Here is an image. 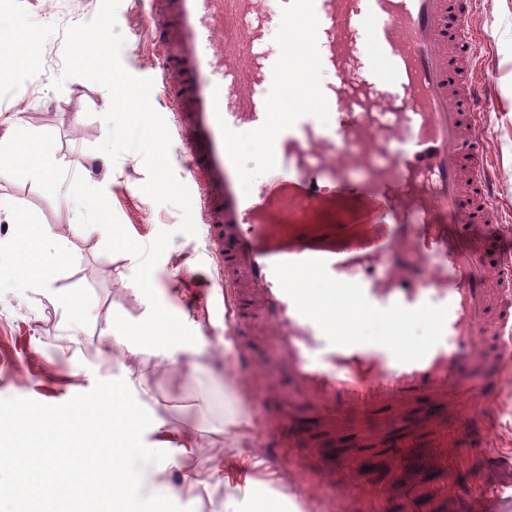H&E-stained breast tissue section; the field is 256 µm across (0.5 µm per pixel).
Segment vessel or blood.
<instances>
[{
  "mask_svg": "<svg viewBox=\"0 0 512 512\" xmlns=\"http://www.w3.org/2000/svg\"><path fill=\"white\" fill-rule=\"evenodd\" d=\"M150 2L230 358L288 369L265 426L330 484L367 455H422L408 496L446 512L427 473L447 470V433L427 412L463 411L467 452L485 448L512 369V251L474 237L501 222L475 0H281L308 36L276 50L263 0ZM256 139L274 176L251 190L239 150ZM395 417L397 444L327 445L347 419Z\"/></svg>",
  "mask_w": 512,
  "mask_h": 512,
  "instance_id": "vessel-or-blood-1",
  "label": "vessel or blood"
}]
</instances>
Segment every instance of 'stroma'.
I'll list each match as a JSON object with an SVG mask.
<instances>
[{
    "label": "stroma",
    "instance_id": "1",
    "mask_svg": "<svg viewBox=\"0 0 512 512\" xmlns=\"http://www.w3.org/2000/svg\"><path fill=\"white\" fill-rule=\"evenodd\" d=\"M101 0H0V137L7 119L20 120L29 140L48 145L57 162L61 191L47 192L33 175L0 173V199L10 211H0V243L25 238L17 213H36L48 228L38 248L46 257L65 253L67 261L54 274L51 290L18 287L9 270H0V399L24 397L58 405L90 391L96 380H110L125 372H146L151 394L148 409L161 414L172 427L189 434L197 445V459L218 468L224 482L207 489L194 483L192 469L178 470L166 462L151 464L157 486L187 512H224L233 494L241 461H251L250 477L261 490L281 492L295 500L301 512H347V499L360 500L364 512H400L403 491L399 477L384 459L364 471L361 485L348 488L345 499L322 484L311 470L282 474L269 469L263 458L265 432L260 406L251 400L247 377L225 357L224 320L214 309L216 284L203 235L179 233L182 213L172 204H158L146 196L148 178L140 156L124 153L111 169L96 166V147L108 131L107 90L84 78L55 90L54 79L63 65L64 32L70 25L91 20ZM148 0H121L117 29L125 38L121 59L133 75L159 79V50L149 36ZM481 35L479 54L488 61L491 124L485 139L502 187L498 202L503 223L499 232L512 231V0H478L471 18ZM37 27L42 39L30 69L18 65L20 30ZM24 83L28 91L16 97ZM83 176L103 189L128 235L150 244L159 232L173 238L152 273V285L162 305L197 337L196 352L179 368L158 367L152 349L124 356L126 340L114 328L115 316L140 322L149 315L130 281L138 261L127 253L105 252L106 235L75 233L77 207L70 196L74 176ZM76 295L89 313L74 325L53 293ZM228 385L236 400L238 424H224V401L215 396ZM456 480L486 482L497 487L494 512H512V475L491 469L479 457L461 461Z\"/></svg>",
    "mask_w": 512,
    "mask_h": 512
}]
</instances>
